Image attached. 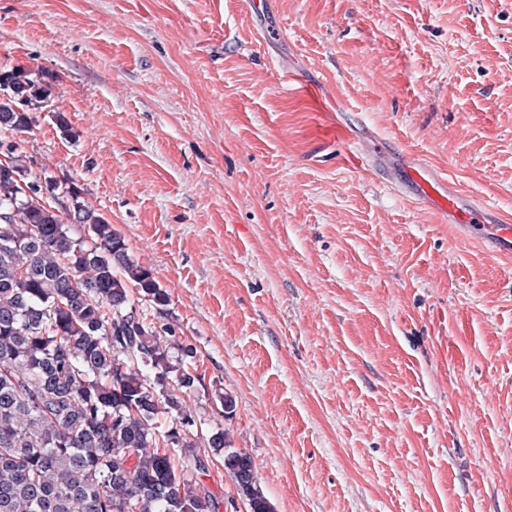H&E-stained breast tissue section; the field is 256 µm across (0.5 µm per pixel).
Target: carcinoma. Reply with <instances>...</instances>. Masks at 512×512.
Masks as SVG:
<instances>
[{
    "label": "carcinoma",
    "instance_id": "obj_1",
    "mask_svg": "<svg viewBox=\"0 0 512 512\" xmlns=\"http://www.w3.org/2000/svg\"><path fill=\"white\" fill-rule=\"evenodd\" d=\"M42 97L24 71H0V129L32 130L21 106ZM44 186L57 183L0 160V512H218L196 414L177 396L201 383L196 350L131 295L167 315L169 291L80 190L59 209ZM207 445L249 512H274L222 425Z\"/></svg>",
    "mask_w": 512,
    "mask_h": 512
}]
</instances>
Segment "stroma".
Listing matches in <instances>:
<instances>
[{
	"mask_svg": "<svg viewBox=\"0 0 512 512\" xmlns=\"http://www.w3.org/2000/svg\"><path fill=\"white\" fill-rule=\"evenodd\" d=\"M15 68L48 94L0 153L169 291L198 434L223 423L275 512H512V0H0ZM305 84L376 170L319 137ZM414 161L484 228L386 180ZM197 453L219 512H249Z\"/></svg>",
	"mask_w": 512,
	"mask_h": 512,
	"instance_id": "obj_1",
	"label": "stroma"
}]
</instances>
